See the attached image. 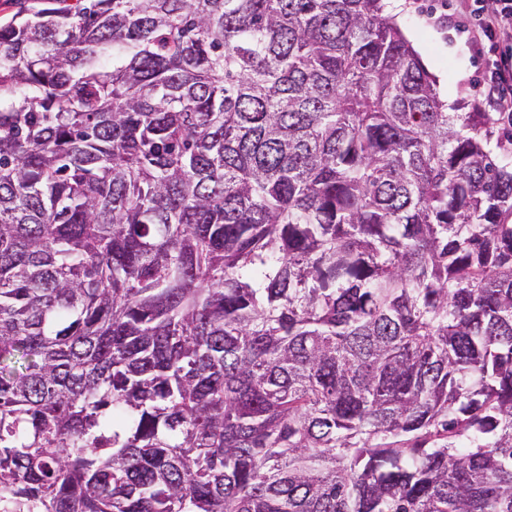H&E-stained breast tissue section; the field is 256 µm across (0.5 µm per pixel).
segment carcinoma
Here are the masks:
<instances>
[{
	"mask_svg": "<svg viewBox=\"0 0 512 512\" xmlns=\"http://www.w3.org/2000/svg\"><path fill=\"white\" fill-rule=\"evenodd\" d=\"M0 512H512V112L381 0H16Z\"/></svg>",
	"mask_w": 512,
	"mask_h": 512,
	"instance_id": "obj_1",
	"label": "carcinoma"
}]
</instances>
